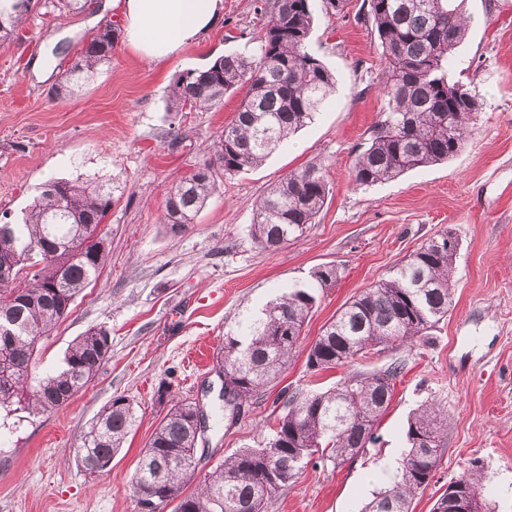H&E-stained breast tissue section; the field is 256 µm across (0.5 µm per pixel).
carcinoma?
<instances>
[{"label": "carcinoma", "instance_id": "obj_1", "mask_svg": "<svg viewBox=\"0 0 512 512\" xmlns=\"http://www.w3.org/2000/svg\"><path fill=\"white\" fill-rule=\"evenodd\" d=\"M462 0H363L364 18L382 49L387 78L386 118L368 147L354 160L355 186L394 180L415 168L454 158L466 141L480 104L467 86L448 78L453 55L467 35ZM256 53L224 55L203 69L182 72L167 110H210L224 95L246 89L232 119L214 140L212 157L181 176L168 193L163 223L174 232L194 223L220 181L263 163L306 126L336 86L332 71L307 49L315 20V0H273ZM28 6L0 0V47L19 37ZM117 28L107 22L83 44L78 59L52 88L61 98L82 75L112 57ZM330 182L322 164L312 162L272 185L256 203L251 232L264 250L300 239L322 210ZM112 207L111 194L88 182L54 180L28 209L22 222L0 224V266L20 276L0 283V294L15 295L0 308L15 335L0 341V407L16 404L47 413L85 389L110 357V333L90 328L68 346L63 365L33 377L38 344L64 318L75 297L96 276L105 254L64 265L49 260L45 245L62 250L77 245L90 253L98 225ZM459 245L448 234L426 240L396 274L345 302L307 351L314 374L351 365L425 335L454 307L453 271ZM338 279L323 265L312 281L295 286L224 336L216 366L224 368V400L214 412L230 420L243 404L264 395L286 370L303 343L302 330L316 306L315 291ZM404 364L393 362L355 372L325 391L295 392L287 411L260 448H242L224 458L192 492L187 485L197 467L195 404L172 397L170 406L141 452L131 480L136 512H266L269 501L294 483L313 459L336 465L366 447L388 410ZM137 422L130 400L118 396L104 406L82 436L80 463L89 473L112 462ZM447 413L423 405L407 426L409 450L389 485L365 512H411L414 497L434 479L442 456ZM484 466L470 463L436 500L433 512H483L480 488Z\"/></svg>", "mask_w": 512, "mask_h": 512}]
</instances>
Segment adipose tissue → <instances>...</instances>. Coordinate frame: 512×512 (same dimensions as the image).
Listing matches in <instances>:
<instances>
[{"instance_id":"ef3b65f1","label":"adipose tissue","mask_w":512,"mask_h":512,"mask_svg":"<svg viewBox=\"0 0 512 512\" xmlns=\"http://www.w3.org/2000/svg\"><path fill=\"white\" fill-rule=\"evenodd\" d=\"M124 22L127 44L144 60H171L213 28L224 0H113Z\"/></svg>"}]
</instances>
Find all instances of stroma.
Returning <instances> with one entry per match:
<instances>
[{
    "mask_svg": "<svg viewBox=\"0 0 512 512\" xmlns=\"http://www.w3.org/2000/svg\"><path fill=\"white\" fill-rule=\"evenodd\" d=\"M260 0H224V14L177 58L153 64L118 39L111 60L74 83L65 98L48 90L82 43L118 19L112 0L62 12L37 0L21 39L0 48V214L21 217L50 180L101 184L112 209L101 226L106 260L76 296L70 314L38 346L37 373L60 366L88 328L109 330L111 356L85 390L59 409L36 414L0 408V512H135L131 478L140 452L166 411L168 391L211 404L216 353L227 332L320 266L338 269L320 290L304 327L313 341L352 297L396 273L420 244L452 232L459 242L455 307L427 336L368 362L369 371L403 363L375 443L342 466L308 464L267 512H362L407 450V421L420 405L447 410L444 452L412 512H432L470 459L484 462L486 512H512V0H465L471 23L450 73L482 103L461 152L358 189L352 164L382 120L384 63L360 10L317 8L308 50L336 76V92L314 121L259 167L225 178L193 224L171 232L160 215L168 190L209 158L210 141L242 98L206 111L170 112L167 95L185 70L218 56L255 52L268 22ZM309 162L326 166L332 191L305 236L274 252L251 233L267 188ZM347 365L314 374L305 353L235 421L211 422L200 440L203 480L224 457L267 442L284 412L282 391L325 390L352 374ZM131 400L135 429L105 471L78 460L81 437L114 397Z\"/></svg>",
    "mask_w": 512,
    "mask_h": 512,
    "instance_id": "stroma-1",
    "label": "stroma"
}]
</instances>
